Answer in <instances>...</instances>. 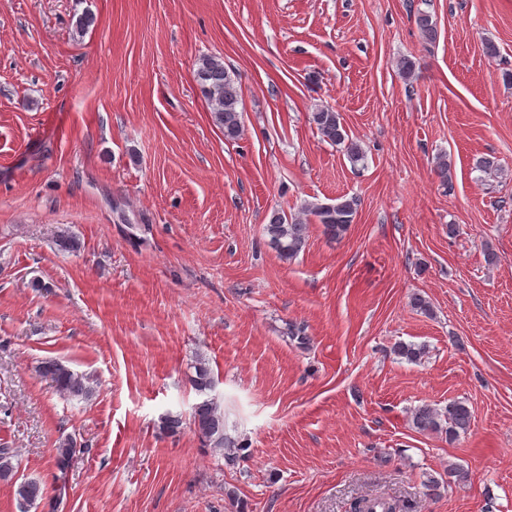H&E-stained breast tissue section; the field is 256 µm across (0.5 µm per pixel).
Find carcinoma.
<instances>
[{
    "label": "carcinoma",
    "instance_id": "obj_1",
    "mask_svg": "<svg viewBox=\"0 0 512 512\" xmlns=\"http://www.w3.org/2000/svg\"><path fill=\"white\" fill-rule=\"evenodd\" d=\"M416 23L425 39H436L437 25L431 15L418 14ZM195 81L202 96L209 103L216 123L224 130V139L237 140L243 131V121L242 111L239 109L241 88L236 78L224 68V62L220 58L203 55L196 63ZM311 121L324 141L343 148L351 163L356 164L363 159L361 147L349 138L340 113L329 107H321L311 113ZM357 206L356 198L342 196L333 204L307 203L293 217L276 211L266 224V233L280 257L287 260L303 247L309 221L323 225L325 233L330 237L339 238L353 224ZM395 352L406 361L416 363L425 354V349L416 344L400 343ZM194 370L195 376L191 378V382L203 399L193 407L191 422L205 446L222 452L226 464L233 465L245 450V446L225 433L224 413L215 398L208 396V392L215 387V379L209 368L200 361L194 365ZM38 372L41 378L49 381L54 390L62 395L86 399L93 394L88 378L56 359L41 362ZM471 419L469 407L459 400L449 402L442 410L425 404L411 413L412 425L416 430L443 434L450 442L467 432ZM182 426L183 418L179 413L169 412L160 418L159 428L166 433H175ZM53 451L56 466L63 470L77 451V441L70 436L61 438ZM15 460V451L0 444V480L13 482L20 512H28L37 501L45 499L47 491L36 479L17 477L19 464ZM466 479L467 473L451 464L448 466L446 478L431 474L427 477L425 486L428 491L436 494L441 487L460 484Z\"/></svg>",
    "mask_w": 512,
    "mask_h": 512
}]
</instances>
